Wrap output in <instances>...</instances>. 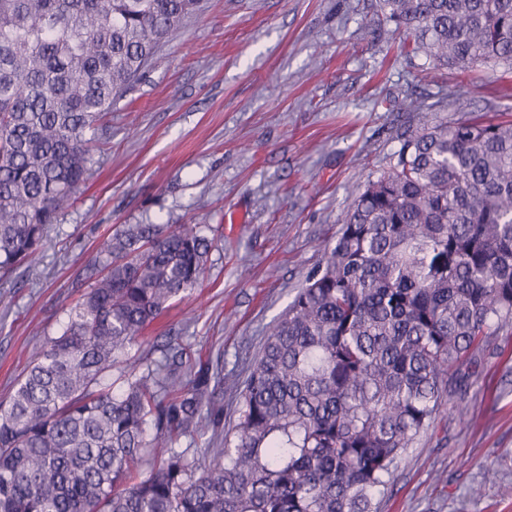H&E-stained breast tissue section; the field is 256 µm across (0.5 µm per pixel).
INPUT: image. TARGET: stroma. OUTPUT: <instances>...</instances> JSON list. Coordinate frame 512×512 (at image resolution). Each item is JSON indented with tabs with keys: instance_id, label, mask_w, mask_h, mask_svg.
<instances>
[{
	"instance_id": "stroma-1",
	"label": "stroma",
	"mask_w": 512,
	"mask_h": 512,
	"mask_svg": "<svg viewBox=\"0 0 512 512\" xmlns=\"http://www.w3.org/2000/svg\"><path fill=\"white\" fill-rule=\"evenodd\" d=\"M374 0H208L144 77L90 128L92 175L51 224L43 260L0 279V403L60 335L100 243L123 224H207L202 284L145 329L142 351L190 346L214 425L182 448H220L268 327L322 260L405 127L512 113V71L448 74L401 55ZM425 92L429 108L402 102ZM465 384L399 461L378 512H512V328L488 337ZM495 472L486 481V472Z\"/></svg>"
}]
</instances>
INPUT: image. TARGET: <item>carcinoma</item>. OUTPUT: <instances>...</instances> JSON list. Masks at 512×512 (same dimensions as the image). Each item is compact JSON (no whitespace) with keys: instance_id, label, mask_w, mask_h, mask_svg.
I'll return each mask as SVG.
<instances>
[{"instance_id":"obj_1","label":"carcinoma","mask_w":512,"mask_h":512,"mask_svg":"<svg viewBox=\"0 0 512 512\" xmlns=\"http://www.w3.org/2000/svg\"><path fill=\"white\" fill-rule=\"evenodd\" d=\"M202 0H0V278L35 264L89 174L86 130ZM407 55L512 70V0H377ZM199 225L125 224L0 408V512H377L487 338L512 327V118L407 129L264 337L222 448L212 396L146 325L204 276Z\"/></svg>"}]
</instances>
